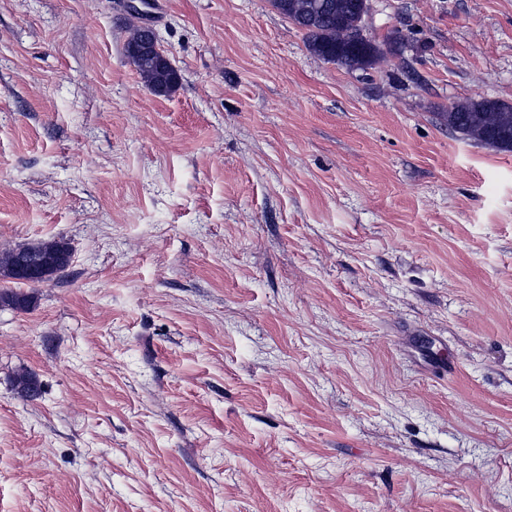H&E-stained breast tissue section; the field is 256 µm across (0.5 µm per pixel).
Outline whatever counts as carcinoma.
<instances>
[{"label":"carcinoma","mask_w":512,"mask_h":512,"mask_svg":"<svg viewBox=\"0 0 512 512\" xmlns=\"http://www.w3.org/2000/svg\"><path fill=\"white\" fill-rule=\"evenodd\" d=\"M355 0H271L277 12L302 30L307 48L328 62L339 66L365 69L378 59L380 45L373 41L352 44L347 41L356 27ZM146 85L157 95L166 96L179 84V74L167 60L149 55L130 58ZM448 128L480 144L500 151H512V105L494 99H473L456 103L446 113ZM72 249L64 239L29 242L0 252V278L16 284H37L64 273L70 264ZM28 256L38 262L32 272L20 271V259ZM34 296L17 288L0 289V306L28 310ZM13 387L24 400L40 394L36 376L26 370L14 375Z\"/></svg>","instance_id":"obj_1"}]
</instances>
